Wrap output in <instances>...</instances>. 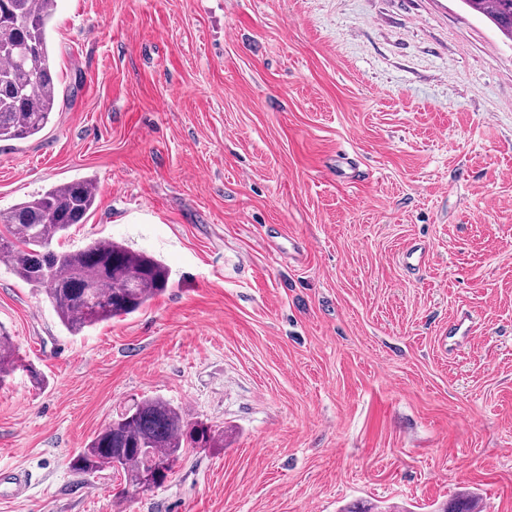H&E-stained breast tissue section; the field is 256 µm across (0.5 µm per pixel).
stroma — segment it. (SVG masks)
Here are the masks:
<instances>
[{
  "instance_id": "obj_1",
  "label": "stroma",
  "mask_w": 512,
  "mask_h": 512,
  "mask_svg": "<svg viewBox=\"0 0 512 512\" xmlns=\"http://www.w3.org/2000/svg\"><path fill=\"white\" fill-rule=\"evenodd\" d=\"M50 41L60 104L0 142V210L94 178L54 248L109 237L172 276L72 336L0 264L43 377L0 387V466L31 477L0 512H512V41L460 0H58ZM143 397L223 447L145 494L73 471Z\"/></svg>"
}]
</instances>
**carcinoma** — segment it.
<instances>
[{
  "label": "carcinoma",
  "mask_w": 512,
  "mask_h": 512,
  "mask_svg": "<svg viewBox=\"0 0 512 512\" xmlns=\"http://www.w3.org/2000/svg\"><path fill=\"white\" fill-rule=\"evenodd\" d=\"M512 40V0H462ZM56 0H0V142L39 134L56 111L58 83L49 48ZM91 178L54 185L37 198L0 211V257L24 282L44 290L59 321L72 334L139 312L170 285L158 259L109 238L73 251L56 250L55 238L84 223L94 209ZM19 370L39 374L23 362L0 330V387ZM224 431L193 420L160 397L141 399L107 423L71 462L81 473L119 469L138 488L153 453L163 484L186 448H222ZM442 512H481L466 495Z\"/></svg>",
  "instance_id": "cac0c4a2"
}]
</instances>
